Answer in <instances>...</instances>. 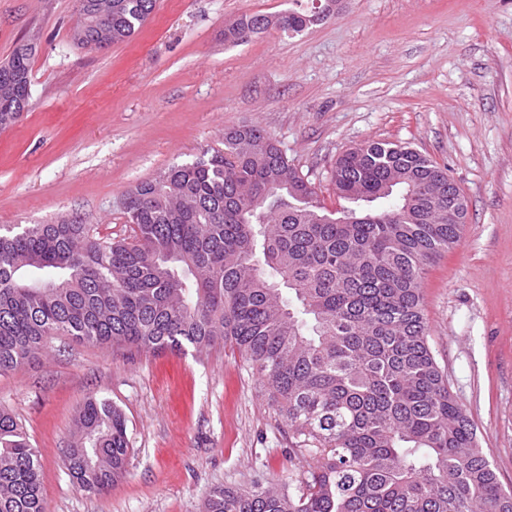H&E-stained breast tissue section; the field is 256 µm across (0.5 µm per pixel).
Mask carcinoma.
Returning <instances> with one entry per match:
<instances>
[{
  "label": "carcinoma",
  "instance_id": "carcinoma-1",
  "mask_svg": "<svg viewBox=\"0 0 512 512\" xmlns=\"http://www.w3.org/2000/svg\"><path fill=\"white\" fill-rule=\"evenodd\" d=\"M105 20L75 43L128 40L156 0H94ZM313 11L288 10L299 33ZM265 14L230 23L234 43ZM32 49L0 64V129L25 110ZM328 209L268 133L242 125L191 163L137 184L122 203L130 235L92 225H0V373L66 336L142 351L224 342L241 353L309 457L286 487L215 489L204 512H512L477 428L428 341L422 281L460 242L446 169L373 142L336 159ZM125 417L86 398L66 450L79 488L126 473ZM0 512H46L38 450L0 409Z\"/></svg>",
  "mask_w": 512,
  "mask_h": 512
}]
</instances>
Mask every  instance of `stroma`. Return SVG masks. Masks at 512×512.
<instances>
[{
    "label": "stroma",
    "instance_id": "1",
    "mask_svg": "<svg viewBox=\"0 0 512 512\" xmlns=\"http://www.w3.org/2000/svg\"><path fill=\"white\" fill-rule=\"evenodd\" d=\"M291 0H157L126 42L71 38L77 0H0V63L26 40L30 98L0 130V225L89 218L129 235L126 192L242 124L264 129L335 208L329 173L367 142L406 143L462 190L458 247L423 280L429 344L481 448L512 488V0H343L295 34L224 39ZM125 415L128 472L78 488L65 465L78 405ZM40 455L47 512H202L217 487L283 484L304 467L239 353L115 351L70 338L0 374Z\"/></svg>",
    "mask_w": 512,
    "mask_h": 512
}]
</instances>
